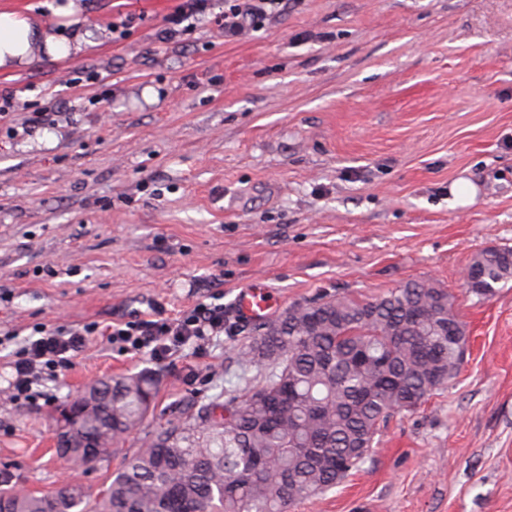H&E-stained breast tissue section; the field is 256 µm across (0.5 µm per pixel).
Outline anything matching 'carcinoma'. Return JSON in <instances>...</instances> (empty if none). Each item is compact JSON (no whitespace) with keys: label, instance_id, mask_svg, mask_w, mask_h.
Masks as SVG:
<instances>
[{"label":"carcinoma","instance_id":"obj_1","mask_svg":"<svg viewBox=\"0 0 512 512\" xmlns=\"http://www.w3.org/2000/svg\"><path fill=\"white\" fill-rule=\"evenodd\" d=\"M466 292L490 299L512 281V247L472 257ZM239 355L260 381L201 404L147 436L96 495L63 483L37 495L0 472L9 512H290L336 487L372 455L381 426L412 413L457 376L466 329L457 298L432 279L373 300L343 294L295 304ZM160 377L99 381L112 441L139 430ZM63 459L98 461L76 442Z\"/></svg>","mask_w":512,"mask_h":512}]
</instances>
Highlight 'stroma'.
I'll return each instance as SVG.
<instances>
[{"instance_id":"stroma-1","label":"stroma","mask_w":512,"mask_h":512,"mask_svg":"<svg viewBox=\"0 0 512 512\" xmlns=\"http://www.w3.org/2000/svg\"><path fill=\"white\" fill-rule=\"evenodd\" d=\"M179 2L79 0L92 51L0 71V333L153 302L174 318L214 295L227 331L160 364L90 337L53 403L0 394V471L38 494L106 488L139 436L80 468L54 447L57 402L93 381L156 368L147 434L256 384L237 362L256 331L233 310L250 281L281 313L429 278L469 334L458 376L295 512H512V283L480 300L462 282L477 251L512 246V0H290L247 37L208 16L163 40ZM461 179L473 203L449 194Z\"/></svg>"}]
</instances>
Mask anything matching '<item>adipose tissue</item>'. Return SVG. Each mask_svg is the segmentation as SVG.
Returning <instances> with one entry per match:
<instances>
[{
    "label": "adipose tissue",
    "instance_id": "1",
    "mask_svg": "<svg viewBox=\"0 0 512 512\" xmlns=\"http://www.w3.org/2000/svg\"><path fill=\"white\" fill-rule=\"evenodd\" d=\"M81 7L67 0L56 13L62 22L50 29L38 20L14 11H0V70L12 71L42 56L66 57L95 45L91 32L81 30Z\"/></svg>",
    "mask_w": 512,
    "mask_h": 512
}]
</instances>
